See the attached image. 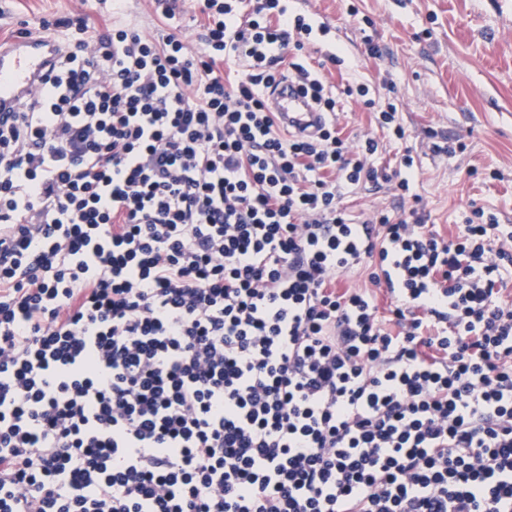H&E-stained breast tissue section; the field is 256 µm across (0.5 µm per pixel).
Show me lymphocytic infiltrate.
Returning <instances> with one entry per match:
<instances>
[{
    "label": "lymphocytic infiltrate",
    "mask_w": 512,
    "mask_h": 512,
    "mask_svg": "<svg viewBox=\"0 0 512 512\" xmlns=\"http://www.w3.org/2000/svg\"><path fill=\"white\" fill-rule=\"evenodd\" d=\"M198 8L195 49L169 5L62 20L0 116V512H512V226L352 218L378 141L266 102L288 69L335 113L311 25Z\"/></svg>",
    "instance_id": "1"
}]
</instances>
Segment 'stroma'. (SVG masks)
Instances as JSON below:
<instances>
[{"mask_svg": "<svg viewBox=\"0 0 512 512\" xmlns=\"http://www.w3.org/2000/svg\"><path fill=\"white\" fill-rule=\"evenodd\" d=\"M296 7L329 28L303 54L340 98L335 120L343 136L352 144L378 140L371 162L389 172L404 154L414 158L408 197L386 185L360 187L344 200L349 214L396 215L415 205L450 237L477 206L512 225V0H297ZM78 16L145 33L165 24L152 0H0V36ZM371 43L380 58L369 56ZM327 47L339 64L326 62ZM355 81L376 103L393 95L404 139L344 97ZM443 143L452 153L439 152Z\"/></svg>", "mask_w": 512, "mask_h": 512, "instance_id": "35a3bbf8", "label": "stroma"}]
</instances>
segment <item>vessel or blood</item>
Masks as SVG:
<instances>
[{
    "label": "vessel or blood",
    "mask_w": 512,
    "mask_h": 512,
    "mask_svg": "<svg viewBox=\"0 0 512 512\" xmlns=\"http://www.w3.org/2000/svg\"><path fill=\"white\" fill-rule=\"evenodd\" d=\"M57 46L52 36L40 30L18 39L0 40V112L13 111L20 99L40 91ZM267 103L282 124L299 136H316L327 121L326 113L301 92L292 78H284L270 89Z\"/></svg>",
    "instance_id": "1"
}]
</instances>
